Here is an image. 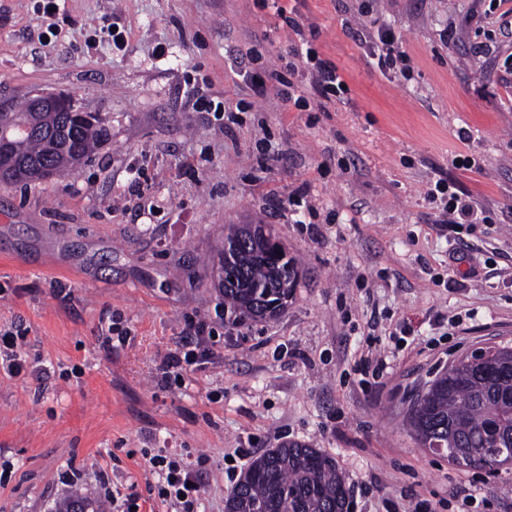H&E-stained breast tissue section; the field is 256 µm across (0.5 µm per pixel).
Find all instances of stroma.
<instances>
[{
    "instance_id": "35a3bbf8",
    "label": "stroma",
    "mask_w": 512,
    "mask_h": 512,
    "mask_svg": "<svg viewBox=\"0 0 512 512\" xmlns=\"http://www.w3.org/2000/svg\"><path fill=\"white\" fill-rule=\"evenodd\" d=\"M285 5L297 29L270 0H0V108L64 93L112 127L69 177L0 182V328H21L27 364L0 374V512L76 492L112 512L115 488L165 512L158 448L207 455L201 508L224 512L227 454L285 441L335 457L351 512H459L462 490L468 512H512V473L449 463L408 423L437 372L512 343V0ZM381 23L406 53L385 72ZM258 37L281 72L307 38L345 93L254 94ZM441 179L485 223L438 224ZM228 224L271 225L300 259L276 317L216 316ZM193 317L213 354L164 380Z\"/></svg>"
}]
</instances>
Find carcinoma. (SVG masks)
<instances>
[{
	"mask_svg": "<svg viewBox=\"0 0 512 512\" xmlns=\"http://www.w3.org/2000/svg\"><path fill=\"white\" fill-rule=\"evenodd\" d=\"M28 180L44 167L62 177L83 165L111 137L97 116L79 123L66 112H15L0 128ZM255 234L247 250L231 256L242 280L224 289L227 322L270 318L288 306L300 267L288 252ZM484 360L466 354L436 375L412 406L409 424L422 446L463 453L508 440L512 448V346L487 350ZM348 490L336 459L307 444L285 442L259 455L227 496L225 512H348Z\"/></svg>",
	"mask_w": 512,
	"mask_h": 512,
	"instance_id": "cac0c4a2",
	"label": "carcinoma"
}]
</instances>
